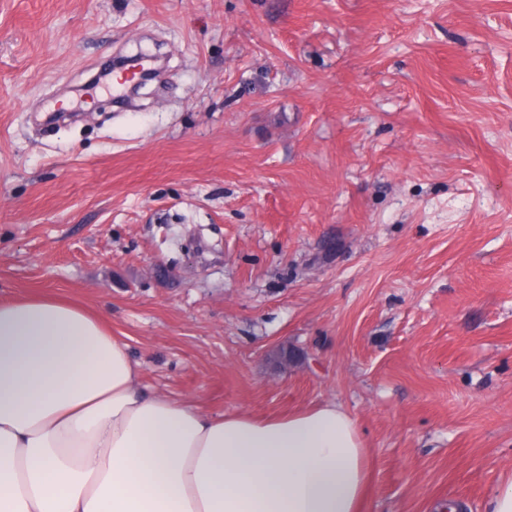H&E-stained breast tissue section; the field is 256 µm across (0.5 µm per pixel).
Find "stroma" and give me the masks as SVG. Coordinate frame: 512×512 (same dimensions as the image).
<instances>
[{
	"instance_id": "stroma-1",
	"label": "stroma",
	"mask_w": 512,
	"mask_h": 512,
	"mask_svg": "<svg viewBox=\"0 0 512 512\" xmlns=\"http://www.w3.org/2000/svg\"><path fill=\"white\" fill-rule=\"evenodd\" d=\"M140 50L165 77L116 103ZM0 293L91 310L213 416L341 406L365 512H486L512 0H0Z\"/></svg>"
}]
</instances>
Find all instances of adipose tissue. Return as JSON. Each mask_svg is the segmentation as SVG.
Returning a JSON list of instances; mask_svg holds the SVG:
<instances>
[{"mask_svg": "<svg viewBox=\"0 0 512 512\" xmlns=\"http://www.w3.org/2000/svg\"><path fill=\"white\" fill-rule=\"evenodd\" d=\"M139 381L88 310L0 296V512H362L340 406L215 417Z\"/></svg>", "mask_w": 512, "mask_h": 512, "instance_id": "adipose-tissue-1", "label": "adipose tissue"}]
</instances>
